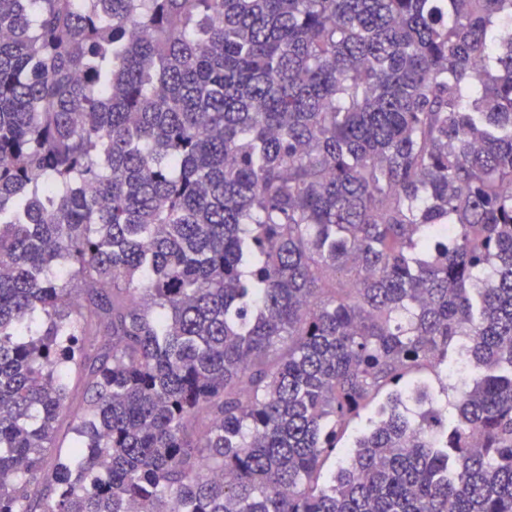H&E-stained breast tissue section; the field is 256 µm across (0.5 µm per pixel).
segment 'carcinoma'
Returning <instances> with one entry per match:
<instances>
[{"mask_svg": "<svg viewBox=\"0 0 512 512\" xmlns=\"http://www.w3.org/2000/svg\"><path fill=\"white\" fill-rule=\"evenodd\" d=\"M0 512H512V0H0Z\"/></svg>", "mask_w": 512, "mask_h": 512, "instance_id": "cac0c4a2", "label": "carcinoma"}]
</instances>
